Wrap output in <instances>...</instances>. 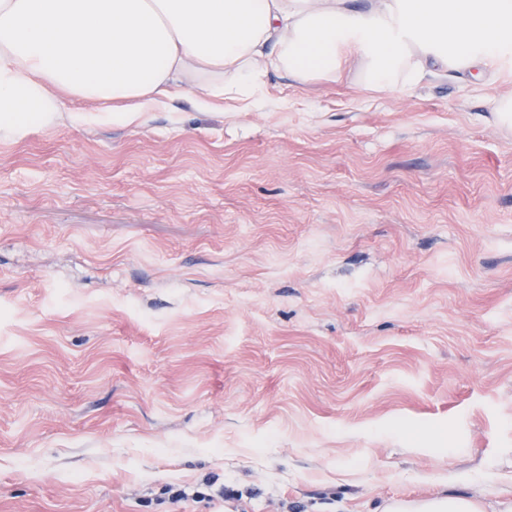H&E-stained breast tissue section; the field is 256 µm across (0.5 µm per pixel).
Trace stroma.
<instances>
[{
	"mask_svg": "<svg viewBox=\"0 0 512 512\" xmlns=\"http://www.w3.org/2000/svg\"><path fill=\"white\" fill-rule=\"evenodd\" d=\"M0 138V512L512 500V83L272 73Z\"/></svg>",
	"mask_w": 512,
	"mask_h": 512,
	"instance_id": "obj_1",
	"label": "stroma"
}]
</instances>
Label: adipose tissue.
<instances>
[{"instance_id":"adipose-tissue-1","label":"adipose tissue","mask_w":512,"mask_h":512,"mask_svg":"<svg viewBox=\"0 0 512 512\" xmlns=\"http://www.w3.org/2000/svg\"><path fill=\"white\" fill-rule=\"evenodd\" d=\"M358 69L372 92L429 75L512 80V0H0V137L57 120L69 98L131 125L183 89L252 100L268 72L305 84ZM384 512H486L467 496Z\"/></svg>"}]
</instances>
